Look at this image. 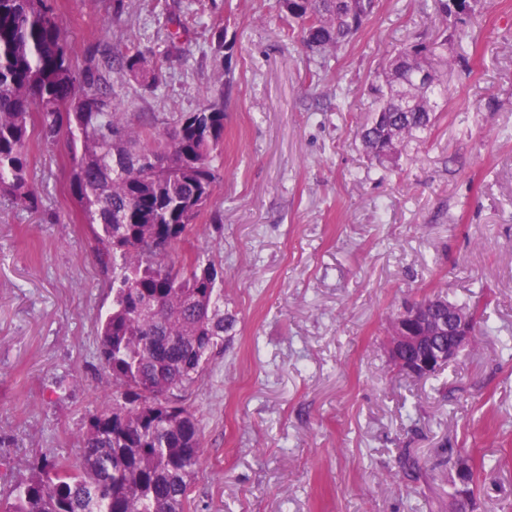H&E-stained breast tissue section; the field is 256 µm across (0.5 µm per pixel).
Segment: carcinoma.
<instances>
[{"label": "carcinoma", "mask_w": 512, "mask_h": 512, "mask_svg": "<svg viewBox=\"0 0 512 512\" xmlns=\"http://www.w3.org/2000/svg\"><path fill=\"white\" fill-rule=\"evenodd\" d=\"M492 4L433 0L434 33L403 43L374 75L370 117L357 130L370 162L414 161L409 146L436 126L448 78L468 71V38ZM378 6L379 0H275L273 9L297 33L316 67L309 78L318 79ZM185 32L177 23L162 58L131 38L122 50L106 46L79 62L51 0H0V195L37 208L30 149L63 143L72 198L112 290V308L97 330L112 392L97 398L78 437L79 463L61 457L32 465L30 477L0 499V512H188L201 436L195 415L173 395L200 380L235 318L224 312L222 264L177 249L198 223H222L213 203L224 183L220 156L235 39L228 26L213 28L211 49L224 58V71L200 90L194 112H126L107 80L122 73L156 90L171 59L188 52ZM453 308L472 316L474 335L489 334L476 306L444 296L431 312L433 337L401 349V356L446 343ZM463 462L476 494L496 464L448 448L439 466L453 473ZM396 466L410 482L423 476L408 450Z\"/></svg>", "instance_id": "obj_1"}]
</instances>
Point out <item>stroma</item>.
Instances as JSON below:
<instances>
[{"label":"stroma","mask_w":512,"mask_h":512,"mask_svg":"<svg viewBox=\"0 0 512 512\" xmlns=\"http://www.w3.org/2000/svg\"><path fill=\"white\" fill-rule=\"evenodd\" d=\"M211 0H53L75 58L128 37L161 54L172 20L186 56L148 92L110 76L126 111H195L218 68ZM274 0H231L236 67L224 121L219 224L193 249L221 260L236 322L184 395L201 429L188 512H448L442 448L494 458L475 512L512 504V361L484 336L419 381L392 371L387 321L405 301L473 297L512 333V0H495L454 77L448 110L412 164H370L356 131L373 73L430 30V0H380L322 80ZM29 168L37 210L0 197V496L31 463L77 459V437L112 379L98 353L112 291L99 275L60 145ZM424 478L407 484L403 449Z\"/></svg>","instance_id":"1"}]
</instances>
